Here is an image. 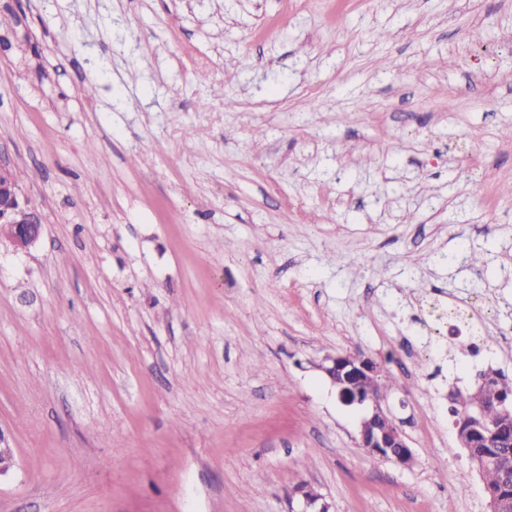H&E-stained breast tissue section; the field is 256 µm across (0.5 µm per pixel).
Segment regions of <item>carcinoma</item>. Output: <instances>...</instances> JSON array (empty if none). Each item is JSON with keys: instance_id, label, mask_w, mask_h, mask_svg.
Here are the masks:
<instances>
[{"instance_id": "carcinoma-1", "label": "carcinoma", "mask_w": 512, "mask_h": 512, "mask_svg": "<svg viewBox=\"0 0 512 512\" xmlns=\"http://www.w3.org/2000/svg\"><path fill=\"white\" fill-rule=\"evenodd\" d=\"M512 395V380L498 371L482 374V380L465 392L449 394L450 413L455 428L468 440L480 442V447L467 449L468 456L482 477L483 484L500 492L504 509L512 510V412L502 413L498 406L500 396Z\"/></svg>"}]
</instances>
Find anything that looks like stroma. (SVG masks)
Wrapping results in <instances>:
<instances>
[{"label":"stroma","mask_w":512,"mask_h":512,"mask_svg":"<svg viewBox=\"0 0 512 512\" xmlns=\"http://www.w3.org/2000/svg\"><path fill=\"white\" fill-rule=\"evenodd\" d=\"M0 512H488L448 394L512 379V0H0ZM385 40H377L378 31ZM94 87L85 97L83 87ZM237 102L224 106L225 99ZM359 354L411 467L358 446ZM11 172L8 165L0 164V224L10 227V244L26 251L39 241L43 224L39 213L22 202L21 188L10 180ZM436 320L440 325L454 332L457 336H468V351L474 356L486 351V342L497 340V336H487L483 319L478 315L475 306L466 301L448 303V311L438 314Z\"/></svg>","instance_id":"35a3bbf8"}]
</instances>
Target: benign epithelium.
<instances>
[{
	"mask_svg": "<svg viewBox=\"0 0 512 512\" xmlns=\"http://www.w3.org/2000/svg\"><path fill=\"white\" fill-rule=\"evenodd\" d=\"M11 169L0 164V224L11 232L10 244L26 251L39 241L43 224L37 211L21 200V188L10 180ZM322 370L337 388L340 401L347 406L366 408L361 422L359 447L371 455L392 460L409 467L414 462L412 449L395 418L381 406L376 394L377 382L382 374L379 364L361 356H328ZM302 512H331V505L313 490L304 496Z\"/></svg>",
	"mask_w": 512,
	"mask_h": 512,
	"instance_id": "obj_1",
	"label": "benign epithelium"
}]
</instances>
